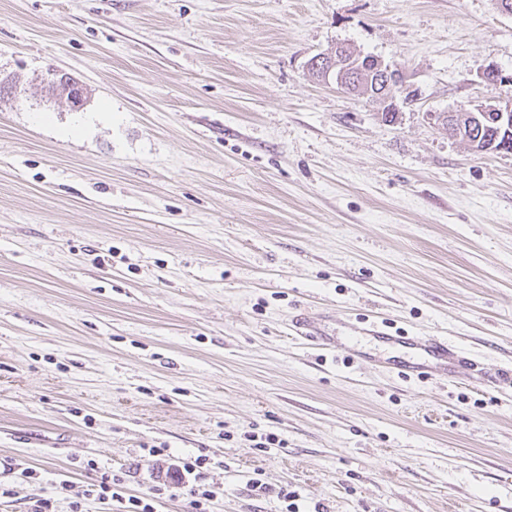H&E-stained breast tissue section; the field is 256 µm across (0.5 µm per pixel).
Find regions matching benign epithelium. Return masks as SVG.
<instances>
[{"mask_svg":"<svg viewBox=\"0 0 512 512\" xmlns=\"http://www.w3.org/2000/svg\"><path fill=\"white\" fill-rule=\"evenodd\" d=\"M373 65L362 62V58L350 54L342 45L328 53L314 56L308 68L325 80H333L342 90L347 91L355 86H373L374 96L386 101L394 96V85L399 83V75L391 67L377 58H371ZM482 83L491 88L507 83L512 77L499 69H487L481 75ZM452 125H463V122L479 124V127L495 131L493 138L487 139L486 151H510L508 140H500L502 132L512 127V99H493L481 102L471 109H462L440 116Z\"/></svg>","mask_w":512,"mask_h":512,"instance_id":"1","label":"benign epithelium"}]
</instances>
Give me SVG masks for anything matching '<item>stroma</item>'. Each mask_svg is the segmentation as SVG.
Returning a JSON list of instances; mask_svg holds the SVG:
<instances>
[{
    "label": "stroma",
    "mask_w": 512,
    "mask_h": 512,
    "mask_svg": "<svg viewBox=\"0 0 512 512\" xmlns=\"http://www.w3.org/2000/svg\"><path fill=\"white\" fill-rule=\"evenodd\" d=\"M339 44L403 74L396 124L309 71ZM490 67L495 0H0V512H104L84 486L149 492L155 448L215 512H512V153L435 119L512 97ZM348 322L486 376L355 359ZM291 325L297 336L305 338L314 345L328 347L335 342L333 337L321 327L318 320L306 313L296 315ZM365 336L390 347L404 349L408 356L395 365L400 373H428L448 376L456 369L466 367L476 372L477 363L463 354L461 350L441 338L434 336H394L383 325L370 323L361 329ZM206 458L203 456H197L196 458H182L179 461L177 468L172 473V476L178 478L181 482L191 477L193 478V484L189 489V494L185 500V505L182 511L184 512H210L209 503L212 502L215 491L206 487L203 484V469L205 466Z\"/></svg>",
    "instance_id": "obj_1"
}]
</instances>
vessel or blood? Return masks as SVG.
Wrapping results in <instances>:
<instances>
[{
	"instance_id": "b4317fda",
	"label": "vessel or blood",
	"mask_w": 512,
	"mask_h": 512,
	"mask_svg": "<svg viewBox=\"0 0 512 512\" xmlns=\"http://www.w3.org/2000/svg\"><path fill=\"white\" fill-rule=\"evenodd\" d=\"M292 327L297 336L303 337L314 345L328 347L334 342L320 325L318 320L301 313L294 317ZM363 335L373 337L391 347L406 351V358L397 362L400 373H428L445 376L455 373L456 369L477 370V363L463 354L461 350L441 338L434 336H395L382 325L371 323L362 330Z\"/></svg>"
}]
</instances>
